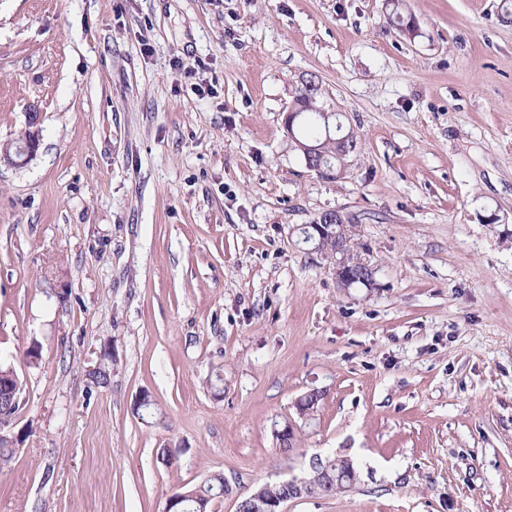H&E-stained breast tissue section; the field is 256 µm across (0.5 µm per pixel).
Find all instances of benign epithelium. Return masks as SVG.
<instances>
[{"label":"benign epithelium","instance_id":"1","mask_svg":"<svg viewBox=\"0 0 512 512\" xmlns=\"http://www.w3.org/2000/svg\"><path fill=\"white\" fill-rule=\"evenodd\" d=\"M40 116L37 111L28 113L27 126L21 136L13 143L7 145L0 152V160L12 165H23L36 156L39 144ZM336 240V248L331 250V256L336 258L334 274L337 284L345 289L364 286L373 288L376 286L375 269L367 262L360 260L353 265L348 263L347 256L350 252V235L348 225L343 223L341 215H331L322 224H312L305 231V240L309 242L323 241L327 237ZM22 385L19 378H14V384L5 387L0 385V408L8 402H16L20 397ZM323 465L324 478L336 484V491L349 492L353 486L343 483L346 472L350 471L351 459L338 457L331 461H323L318 457L311 459V464Z\"/></svg>","mask_w":512,"mask_h":512}]
</instances>
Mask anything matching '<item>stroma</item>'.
Segmentation results:
<instances>
[{
    "label": "stroma",
    "instance_id": "obj_1",
    "mask_svg": "<svg viewBox=\"0 0 512 512\" xmlns=\"http://www.w3.org/2000/svg\"><path fill=\"white\" fill-rule=\"evenodd\" d=\"M388 2L0 0V147L41 115L0 164V512H167L217 473L237 512L316 455L355 488L283 512H512V0H404L412 39ZM308 74L357 138L334 178L284 124ZM326 211L374 288L303 242ZM39 124V113L34 110L29 112L26 129L15 142L1 150L0 163L3 159L8 164L23 165L36 156L40 144ZM11 366L2 365L0 364V374H1V381H0V411L2 412L1 408L3 407V402H13L15 403L17 400V403L14 405V407L11 410V414L17 413L20 408V394L22 391V385L19 380V378L16 376L13 377L14 379V386L12 384H8L6 387H3L1 383H3L7 378L5 377L8 374V370ZM19 398V399H18ZM1 412H0V438L2 439H8V433L11 432V428L14 424L15 417L13 420H9L7 424H1ZM1 439L0 441V464L9 461L16 450L15 443L10 441H3Z\"/></svg>",
    "mask_w": 512,
    "mask_h": 512
}]
</instances>
